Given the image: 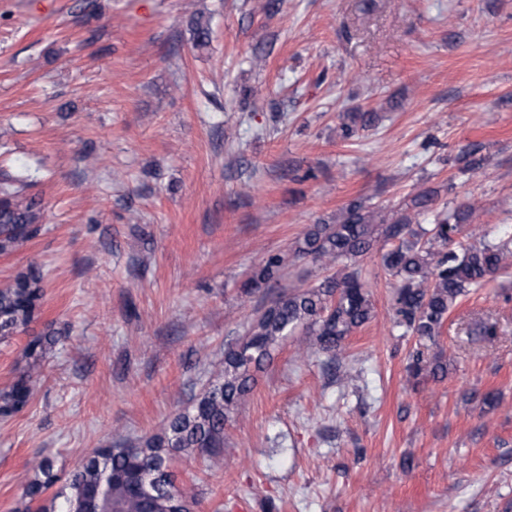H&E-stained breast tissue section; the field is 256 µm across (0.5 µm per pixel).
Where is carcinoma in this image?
I'll use <instances>...</instances> for the list:
<instances>
[{"mask_svg":"<svg viewBox=\"0 0 512 512\" xmlns=\"http://www.w3.org/2000/svg\"><path fill=\"white\" fill-rule=\"evenodd\" d=\"M370 112L342 116L343 138L372 124ZM27 177L16 174L0 180V255L11 254L38 232L41 212L26 195ZM435 190L411 200L414 213L403 209L385 212L359 198L345 206L336 223L314 224L298 239L294 256L336 272L307 288L283 293L261 306L246 335L224 350V374L206 386L191 407L177 412L160 432L139 446L116 442L86 457L65 484L50 498L43 494L56 482L55 463L49 456L31 462L33 479L22 492L24 512H176V505L196 503L194 488L179 487L171 471L178 453L196 454L214 465L224 452V429L233 421L239 402L252 390V372L271 362L286 337L302 329L308 348L339 359L345 340L374 317V305L361 270L345 261L373 250L381 253L392 278L396 324L417 340L435 341L459 297L484 287L512 267V233L489 237L474 223L475 208L460 205L437 211L425 228L416 216L433 210ZM285 258L270 254L245 282L250 294L282 278ZM44 298L41 266L33 261L0 285V343L26 330L41 312ZM468 336L491 342L497 322L475 323ZM62 336H32L22 351L23 370L0 390V418L21 412L30 402L48 354ZM410 379L421 382L443 377L448 361L417 347L410 353Z\"/></svg>","mask_w":512,"mask_h":512,"instance_id":"cac0c4a2","label":"carcinoma"}]
</instances>
